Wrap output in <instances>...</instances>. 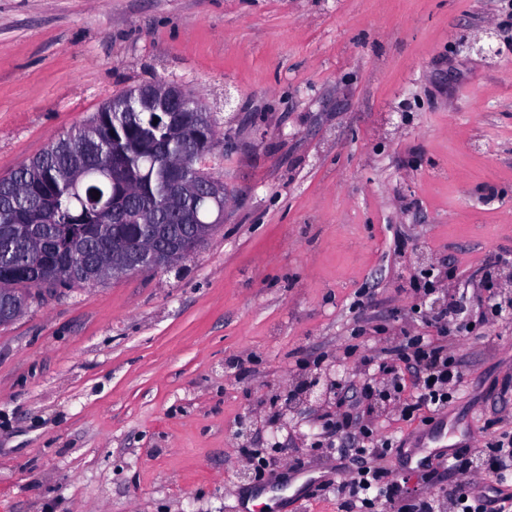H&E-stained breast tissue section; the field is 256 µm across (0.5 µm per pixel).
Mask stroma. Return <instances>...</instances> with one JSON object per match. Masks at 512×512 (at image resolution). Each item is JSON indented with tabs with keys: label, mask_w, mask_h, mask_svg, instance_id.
Segmentation results:
<instances>
[{
	"label": "stroma",
	"mask_w": 512,
	"mask_h": 512,
	"mask_svg": "<svg viewBox=\"0 0 512 512\" xmlns=\"http://www.w3.org/2000/svg\"><path fill=\"white\" fill-rule=\"evenodd\" d=\"M507 2L0 0V177L166 80L216 117L226 188L190 257L0 326V512H339L327 479L352 434L303 411L272 435L274 391L318 364L360 393L363 357L421 331L450 282L480 316L443 340L458 391L409 419L380 399L365 422L395 479L440 420L475 455L512 432V311L492 313L482 276L493 251L512 269ZM485 37L490 56L467 48ZM422 276L433 295L401 293ZM250 452L273 458L264 479H240ZM463 481L498 479L447 463L409 487L456 512Z\"/></svg>",
	"instance_id": "stroma-1"
}]
</instances>
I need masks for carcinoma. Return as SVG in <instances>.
<instances>
[{
  "mask_svg": "<svg viewBox=\"0 0 512 512\" xmlns=\"http://www.w3.org/2000/svg\"><path fill=\"white\" fill-rule=\"evenodd\" d=\"M186 108L181 116L195 127L212 119L190 92ZM184 154L167 139L162 113L109 107L1 177L0 268L18 266L24 272L0 280V310L19 303L24 288L94 284L89 271L119 248L152 243L160 251L176 245L193 254L209 234L207 225L181 223L164 205L169 164ZM114 155L133 171L132 178L112 179ZM213 155L214 144H197L186 177L211 175L206 163ZM33 213L42 215L40 223L29 220Z\"/></svg>",
  "mask_w": 512,
  "mask_h": 512,
  "instance_id": "cac0c4a2",
  "label": "carcinoma"
}]
</instances>
